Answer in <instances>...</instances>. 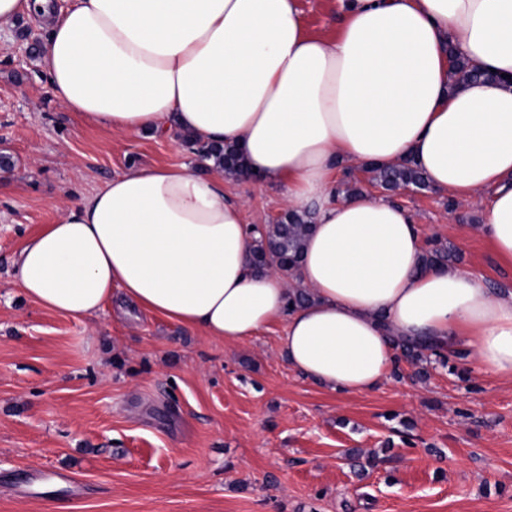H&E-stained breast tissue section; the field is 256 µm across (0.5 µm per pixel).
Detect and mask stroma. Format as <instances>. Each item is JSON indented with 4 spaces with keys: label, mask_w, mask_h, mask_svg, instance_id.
<instances>
[{
    "label": "stroma",
    "mask_w": 512,
    "mask_h": 512,
    "mask_svg": "<svg viewBox=\"0 0 512 512\" xmlns=\"http://www.w3.org/2000/svg\"><path fill=\"white\" fill-rule=\"evenodd\" d=\"M33 16L0 31V512H512V382L468 361L338 395L293 373L282 324L220 342L139 310L77 321L24 297L15 265L58 208L132 166L197 157L167 136L115 134L65 111ZM271 224L281 189L234 184ZM424 241L512 290L477 228L486 199L405 188ZM356 448L371 467L357 478Z\"/></svg>",
    "instance_id": "stroma-1"
}]
</instances>
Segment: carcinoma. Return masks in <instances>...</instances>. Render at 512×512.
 <instances>
[{
  "instance_id": "obj_1",
  "label": "carcinoma",
  "mask_w": 512,
  "mask_h": 512,
  "mask_svg": "<svg viewBox=\"0 0 512 512\" xmlns=\"http://www.w3.org/2000/svg\"><path fill=\"white\" fill-rule=\"evenodd\" d=\"M185 146L200 160L205 161L211 157L222 160L224 171L238 175L244 174V160L237 149L229 144L224 146L204 145L190 138L184 139ZM375 181L387 190H398L414 186L424 188L427 186L426 178L413 162L400 165L373 169ZM312 229L310 217L292 210L285 211L273 224H263L253 229L260 234L252 251L254 265L260 271L272 266L276 267L284 280L291 282L296 279V268L302 254V247L306 237ZM453 259L448 247L435 242L423 255L424 267L443 266ZM396 350V360L393 374H401V363L419 365L435 361L443 366L450 358L465 356L464 351L448 353L434 344L424 341L404 339L399 336L390 337Z\"/></svg>"
}]
</instances>
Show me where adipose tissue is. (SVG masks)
Segmentation results:
<instances>
[{"label": "adipose tissue", "mask_w": 512, "mask_h": 512, "mask_svg": "<svg viewBox=\"0 0 512 512\" xmlns=\"http://www.w3.org/2000/svg\"><path fill=\"white\" fill-rule=\"evenodd\" d=\"M335 36L311 33L299 0H0V29L47 28L43 60L61 105L102 129L235 145L287 209L313 214L289 307L276 269L255 272L245 206L216 159L134 166L63 207L23 243L17 284L41 307L99 315L129 305L220 341L283 323L289 367L330 391H370L391 337L474 351L512 381V291L423 268L410 210L345 196L346 165L415 161L458 198L490 194L478 232L512 266V0H339ZM483 71L454 75L450 54Z\"/></svg>", "instance_id": "adipose-tissue-1"}]
</instances>
